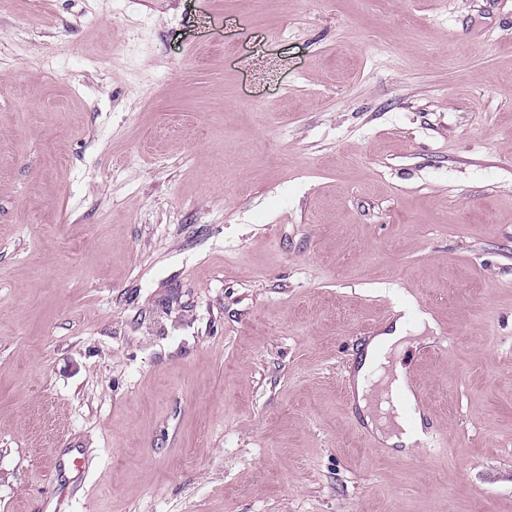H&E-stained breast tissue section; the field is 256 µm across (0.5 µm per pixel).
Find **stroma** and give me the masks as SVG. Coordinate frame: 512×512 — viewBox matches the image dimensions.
<instances>
[{
	"label": "stroma",
	"instance_id": "obj_1",
	"mask_svg": "<svg viewBox=\"0 0 512 512\" xmlns=\"http://www.w3.org/2000/svg\"><path fill=\"white\" fill-rule=\"evenodd\" d=\"M0 512H512V0H0ZM408 314L398 317L393 324V330L373 336L368 343L366 353L363 360L356 369V373L352 376L350 390L351 395L357 405L365 413V421L370 429H375L374 421L371 416L373 408H371L370 399L368 397L369 379L377 380L380 376L385 375L386 371L382 366L389 365L387 359L389 352H394V362L392 364L391 375H385L384 383L395 374L398 377L406 375V369L398 361L399 356L403 353L408 345H418L420 343H430L431 336H407L406 326L409 323L416 322L419 330H423L425 324L433 328V320L427 314H421L411 320ZM411 337L413 340H408ZM410 395H412L414 399H416L417 404L423 408V418L421 423L422 435L417 439L414 448H425L433 444L436 438L428 429V424L426 425V422L428 421V413L423 402L420 385L414 377L409 375L402 388L396 393V401L404 415L408 418V426L415 429L416 424L415 420L412 418V401L410 399Z\"/></svg>",
	"mask_w": 512,
	"mask_h": 512
}]
</instances>
